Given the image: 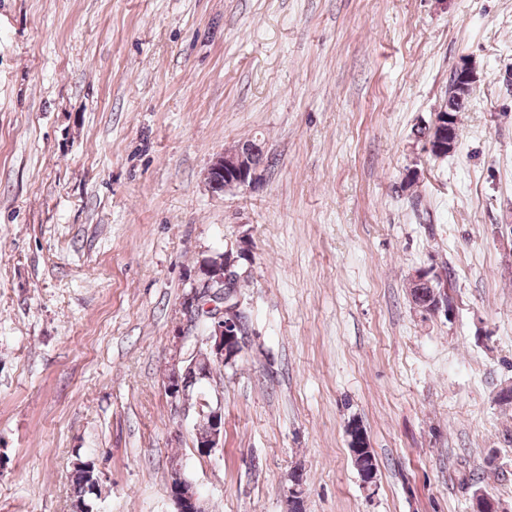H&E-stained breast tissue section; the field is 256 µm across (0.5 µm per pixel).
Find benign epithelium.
Returning <instances> with one entry per match:
<instances>
[{"mask_svg": "<svg viewBox=\"0 0 512 512\" xmlns=\"http://www.w3.org/2000/svg\"><path fill=\"white\" fill-rule=\"evenodd\" d=\"M477 73L473 61L467 57L460 59V62L453 70V83L457 91V99L462 100L470 95L473 84L476 82ZM258 148L253 143L240 145L233 152H226L215 158L210 168L224 171L223 190H235L248 187L256 180L257 165L255 155ZM434 279L441 284V294L436 296L435 311L444 312L452 316L455 310L453 296L448 294V284L445 274L441 270L435 271ZM202 283L192 284L190 293L187 296V303L183 305V311L187 323L193 325L201 318L204 311L213 312L211 332L200 337L199 345L195 354L183 361H175L166 379V392L174 402L186 403L189 394L183 391L182 379L185 374L193 372L201 375L207 369L214 366H230L237 355L241 354L248 346L246 336L238 323L225 321L227 309L231 306L230 299L235 293H219L213 296L209 305L201 303ZM199 423L208 427V433L198 442L200 452L205 455L211 454L215 449L222 447L224 435V418L221 408L198 409ZM170 496L177 512H197L202 505L201 496L194 484L185 485L179 481L171 482ZM474 502L482 503V507L476 512H502L498 501L482 489L473 492Z\"/></svg>", "mask_w": 512, "mask_h": 512, "instance_id": "benign-epithelium-1", "label": "benign epithelium"}]
</instances>
